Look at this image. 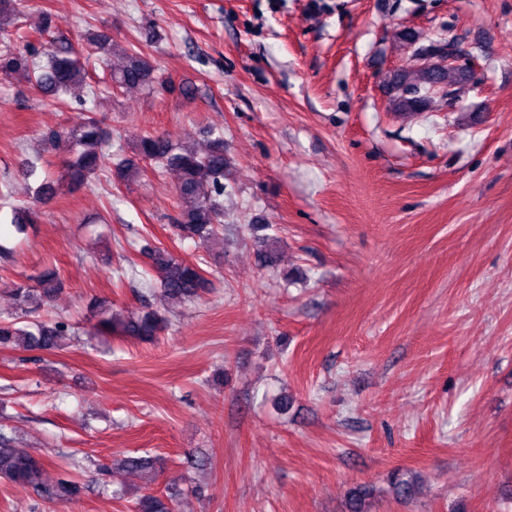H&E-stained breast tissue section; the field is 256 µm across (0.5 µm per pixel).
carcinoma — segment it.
<instances>
[{
	"instance_id": "cac0c4a2",
	"label": "carcinoma",
	"mask_w": 512,
	"mask_h": 512,
	"mask_svg": "<svg viewBox=\"0 0 512 512\" xmlns=\"http://www.w3.org/2000/svg\"><path fill=\"white\" fill-rule=\"evenodd\" d=\"M26 8L25 0H0V76L25 80L35 91L55 98L82 97L91 93L92 76L81 61V55L69 43H60L44 63L36 60L31 52L14 48L17 32L8 25ZM399 39L418 45L421 52L440 53L452 46L442 38L423 45L421 35L410 30L400 32ZM85 50L106 61L114 87L128 89L152 84L153 66L138 51L125 50L122 52L124 63L118 67L111 64L114 43L108 33L88 34ZM468 77L469 69L464 66L397 70L388 79L392 91L390 107L395 112H425L437 97L458 91ZM62 137L71 141L73 154L59 179L46 177L37 187L36 202L40 204L57 196L63 182L84 184L104 165L109 135L93 111H88L71 126L46 133L50 141ZM146 162L159 164L177 175L178 214L174 222L178 235L203 245L221 240L224 176L229 167L224 153V136L217 135L210 141L208 149L201 152L166 132L145 134L138 139L136 158L119 162L118 178L124 182L138 179L143 174L141 164ZM36 218L34 208H17L12 224L22 233L27 225L36 223ZM140 253L146 265L157 274L165 297L190 300L210 288L207 271L198 264L179 259L157 246L144 245ZM60 290L61 281L53 269L43 270L33 284L11 283L10 292L22 316L0 318V347H21L28 351L59 348L64 336L68 335L69 324L55 318H40L35 313L43 310ZM90 312L96 319V326L139 341H151L167 327L165 317L149 308L122 316L113 312L107 303L96 301ZM46 466L47 462L41 456L15 446L10 438L0 433V480L27 487L48 503L75 501L87 491L88 485L73 476L49 480ZM117 466L141 474L150 483L155 480L159 461L147 454L126 456ZM370 495V490L364 486L351 491L348 512H370ZM177 506L176 493L165 496L146 493L136 498L134 512H177Z\"/></svg>"
}]
</instances>
